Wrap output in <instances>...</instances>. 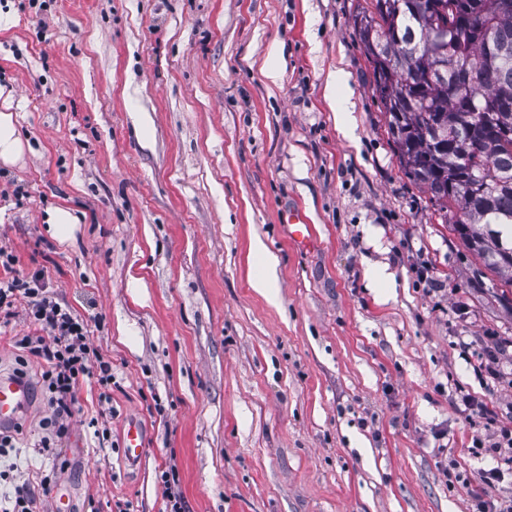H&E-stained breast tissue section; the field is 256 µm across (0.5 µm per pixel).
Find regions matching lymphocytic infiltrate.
<instances>
[{"label":"lymphocytic infiltrate","instance_id":"obj_1","mask_svg":"<svg viewBox=\"0 0 512 512\" xmlns=\"http://www.w3.org/2000/svg\"><path fill=\"white\" fill-rule=\"evenodd\" d=\"M20 298L26 302L27 317L42 330L38 336L15 337L14 344L22 353L44 362L41 384L48 397L51 414L43 420L44 435L39 446L47 450L68 432L75 388L80 379L95 378L101 389V402L110 403L112 366L98 359L96 352L89 348L84 322L47 295L40 274L0 279V314L12 316L13 305ZM484 451L488 463L481 471L483 488L471 493L474 512H512V501L497 502L486 498L484 493L485 486L512 472V431L497 430L494 442L485 446Z\"/></svg>","mask_w":512,"mask_h":512}]
</instances>
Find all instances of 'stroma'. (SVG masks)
I'll list each match as a JSON object with an SVG mask.
<instances>
[{
	"instance_id": "35a3bbf8",
	"label": "stroma",
	"mask_w": 512,
	"mask_h": 512,
	"mask_svg": "<svg viewBox=\"0 0 512 512\" xmlns=\"http://www.w3.org/2000/svg\"><path fill=\"white\" fill-rule=\"evenodd\" d=\"M365 5L0 0V111L25 146L0 163V249L14 274L44 272L114 375L111 414L81 383L42 454L50 409L29 361L15 476L40 512L64 494L71 512H165L168 469L184 512H472L476 443L512 429V288L405 176L354 29ZM291 206L313 246L289 240ZM56 207L80 218L71 245L47 231ZM257 241L277 261L272 298L252 286ZM371 266L387 287H368ZM25 307L0 326L2 371L12 337L36 331ZM131 417L146 429L133 467ZM145 451V434L141 423L134 418L127 420L122 440V455L129 464L138 463Z\"/></svg>"
}]
</instances>
